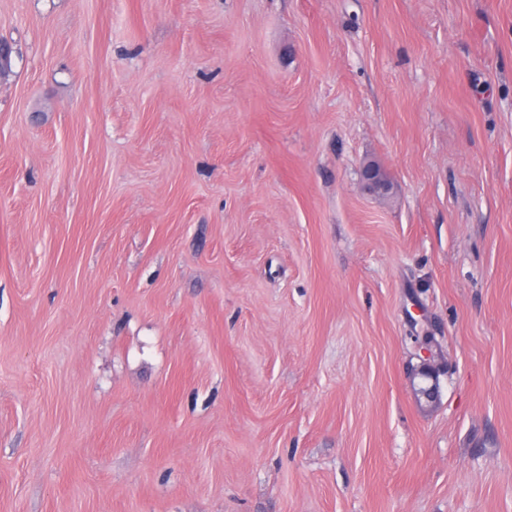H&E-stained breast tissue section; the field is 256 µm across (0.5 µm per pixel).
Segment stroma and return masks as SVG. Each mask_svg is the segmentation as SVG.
I'll use <instances>...</instances> for the list:
<instances>
[{
    "label": "stroma",
    "mask_w": 512,
    "mask_h": 512,
    "mask_svg": "<svg viewBox=\"0 0 512 512\" xmlns=\"http://www.w3.org/2000/svg\"><path fill=\"white\" fill-rule=\"evenodd\" d=\"M0 40V512H512V0ZM360 175L365 189L373 195L385 196L392 188L391 182L383 175L382 169L374 162L364 164Z\"/></svg>",
    "instance_id": "1"
}]
</instances>
